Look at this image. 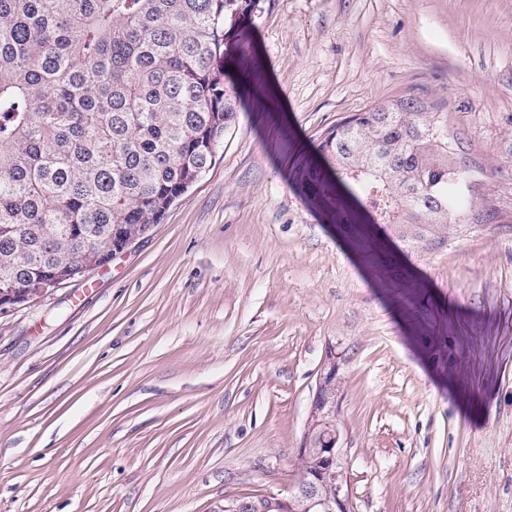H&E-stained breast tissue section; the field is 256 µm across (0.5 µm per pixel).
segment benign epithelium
Returning a JSON list of instances; mask_svg holds the SVG:
<instances>
[{"label":"benign epithelium","mask_w":512,"mask_h":512,"mask_svg":"<svg viewBox=\"0 0 512 512\" xmlns=\"http://www.w3.org/2000/svg\"><path fill=\"white\" fill-rule=\"evenodd\" d=\"M97 269V249L91 247L79 261L60 273L52 282L38 285L37 291L0 294V315L37 301L50 288H59L72 281L83 280ZM335 382L337 365L335 356L331 355L320 374L306 420V423L314 422L323 429V446L315 444L310 427L307 426L298 448V453L309 452L316 458V469L312 476L295 483L288 495L270 497L271 502L277 504L279 512H351L347 476L341 463L340 431L334 418L338 399L325 395ZM326 485L334 490V495L327 498L322 494V488ZM257 507L258 500L254 495H241L224 500V512H254Z\"/></svg>","instance_id":"benign-epithelium-1"}]
</instances>
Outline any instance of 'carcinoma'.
<instances>
[{
    "instance_id": "1",
    "label": "carcinoma",
    "mask_w": 512,
    "mask_h": 512,
    "mask_svg": "<svg viewBox=\"0 0 512 512\" xmlns=\"http://www.w3.org/2000/svg\"><path fill=\"white\" fill-rule=\"evenodd\" d=\"M261 0H0V292L54 279L92 244L158 224L210 167L241 95L224 40ZM326 165L298 178L352 223L426 247L512 219L486 191L502 171L448 127L441 106L400 96L320 135Z\"/></svg>"
}]
</instances>
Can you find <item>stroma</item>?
<instances>
[{
    "label": "stroma",
    "mask_w": 512,
    "mask_h": 512,
    "mask_svg": "<svg viewBox=\"0 0 512 512\" xmlns=\"http://www.w3.org/2000/svg\"><path fill=\"white\" fill-rule=\"evenodd\" d=\"M245 105L149 236L0 315V512H222L287 494L335 351L352 512H512V223L438 248L294 173L396 96L512 153V0H263Z\"/></svg>",
    "instance_id": "35a3bbf8"
}]
</instances>
